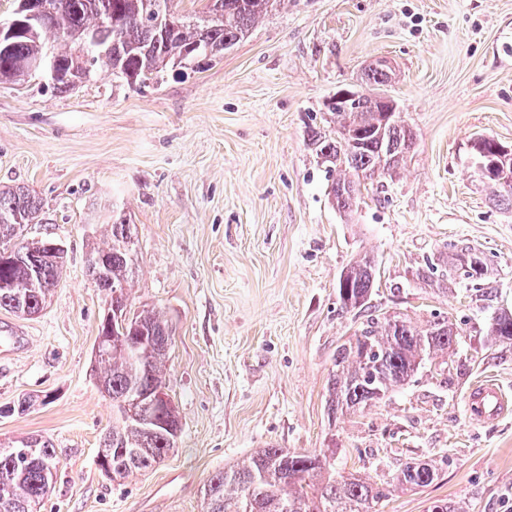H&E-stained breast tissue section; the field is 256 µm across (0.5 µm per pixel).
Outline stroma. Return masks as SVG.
I'll list each match as a JSON object with an SVG mask.
<instances>
[{
  "mask_svg": "<svg viewBox=\"0 0 512 512\" xmlns=\"http://www.w3.org/2000/svg\"><path fill=\"white\" fill-rule=\"evenodd\" d=\"M507 41L512 0H275L202 70L130 84L104 67L68 93L42 76L0 84V187L38 197L27 238L68 253L38 315L0 310V332L25 338L0 357V440L39 434L59 456L40 512H201L209 477L267 443L336 445L337 471L390 484L384 512L440 498L512 512V413L478 421L465 404L483 377L512 396V344L486 337L494 312L512 309V207L470 167L475 138L512 146ZM377 59L393 67L385 91L415 144L347 220L308 132L338 88L364 89ZM114 215L136 243L132 309L162 312L175 332L167 386L182 424L159 466L120 483L97 465L112 403L93 347L112 295L88 273ZM472 252L486 267L477 281L462 275ZM366 253L379 261L373 311L448 319L461 341L447 366L332 424L336 347L364 319L341 311L336 282ZM414 459L441 472L406 491L393 479Z\"/></svg>",
  "mask_w": 512,
  "mask_h": 512,
  "instance_id": "stroma-1",
  "label": "stroma"
}]
</instances>
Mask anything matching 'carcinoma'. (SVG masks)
Here are the masks:
<instances>
[{"instance_id":"cac0c4a2","label":"carcinoma","mask_w":512,"mask_h":512,"mask_svg":"<svg viewBox=\"0 0 512 512\" xmlns=\"http://www.w3.org/2000/svg\"><path fill=\"white\" fill-rule=\"evenodd\" d=\"M53 13L33 24L25 14L13 13L20 22L10 24L0 36V84L13 78L22 61L39 60L53 89L72 90L92 76L98 63L129 83H144L167 66H209L243 39L255 21L268 11L270 0H207L204 11L181 15L175 0H51ZM76 34H99L92 48L74 38ZM391 82L389 73L370 69L364 83L378 90ZM335 127L329 132L312 129L310 145L326 163L332 178L329 194L337 210L350 214L362 195V182L376 175L391 174L402 167L413 145V135L401 122H390L364 97L356 104L327 109ZM481 182L493 190L497 206H512V188L498 178ZM40 201L25 187L0 189V243L21 241L24 253L0 267V309L16 315L26 308L46 304L50 287L63 265L42 259L45 240H27L26 225L34 223ZM111 243L95 249L106 257L105 279L97 287L112 292V301L128 304L130 280L136 264V245L131 225L112 220ZM463 275L479 280L485 275L482 258L473 253L462 265ZM379 273L377 260L368 254L342 270L337 283L341 309H368ZM127 335L132 344L112 347L98 360L101 387L112 402V427L100 447L110 457L113 478L125 479L160 464L170 449L169 438L181 429L178 414L167 416L166 426L151 420L156 411L136 401L146 388L166 387L169 321L155 309L131 311ZM490 343L512 342V312L502 310L491 317ZM459 342V333L446 319L435 318L423 327L405 315L372 317L336 348L326 398L329 422L350 411L364 410L381 402L406 384L428 363L448 353ZM35 446L36 454L22 462L0 450V512H37L49 493L58 461L51 440L31 435L13 441ZM436 464L412 460L398 471L399 487L418 490L439 478ZM208 497L203 512H381L388 493L355 476L336 473V449L314 453L291 452L268 445L240 463L215 473L205 485Z\"/></svg>"}]
</instances>
